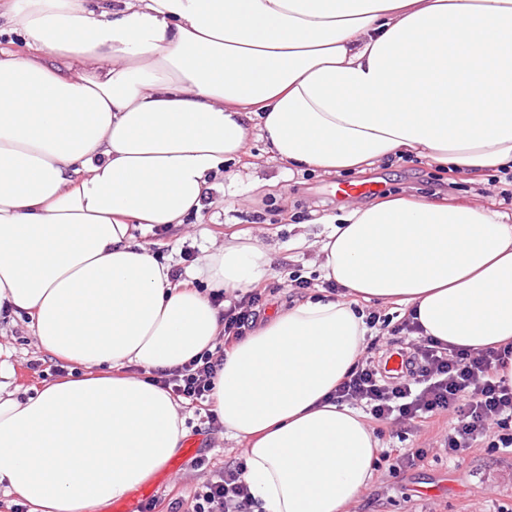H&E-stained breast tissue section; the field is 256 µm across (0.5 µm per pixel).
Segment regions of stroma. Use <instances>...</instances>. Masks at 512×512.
<instances>
[{"label": "stroma", "instance_id": "35a3bbf8", "mask_svg": "<svg viewBox=\"0 0 512 512\" xmlns=\"http://www.w3.org/2000/svg\"><path fill=\"white\" fill-rule=\"evenodd\" d=\"M247 153L234 165L232 176H219L209 194L204 219L188 217L185 225L169 229L159 246L163 259L186 270L196 268L212 238L234 232L257 237L266 246L273 277L281 287L270 303L279 298H311L324 295L314 251L309 245L295 247L298 236L309 244L326 232L320 219L338 214L342 205L335 196L337 179L317 173H299L287 165L270 161L256 130H249ZM363 179L378 183L377 195L358 198V205L375 203L389 196H413L452 204L492 206L512 214V192L504 184L485 180L473 184L467 175L451 172L425 159L404 158L363 172ZM310 279L307 289L289 286L291 272ZM0 346L11 352L13 385L24 389L56 380L58 361L41 351L25 320L15 324L0 321ZM188 439L211 466L221 467L243 460L242 448L209 426L203 413L193 411L187 420ZM438 426L404 432L385 428L379 439L383 448L417 445L429 448L424 462L397 472L378 468L373 483L346 512H512V454L475 448L458 461L448 460L434 445ZM209 476L208 468L192 462H168L150 481L155 490L151 512H169L171 502L190 503Z\"/></svg>", "mask_w": 512, "mask_h": 512}]
</instances>
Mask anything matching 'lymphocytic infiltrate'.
<instances>
[{"instance_id":"obj_1","label":"lymphocytic infiltrate","mask_w":512,"mask_h":512,"mask_svg":"<svg viewBox=\"0 0 512 512\" xmlns=\"http://www.w3.org/2000/svg\"><path fill=\"white\" fill-rule=\"evenodd\" d=\"M263 293L252 290L228 301L213 295L224 321V345L241 341L260 308ZM411 317L398 320L390 333L406 340L408 373L385 379L375 345L337 385V402L359 406L377 423L415 426L436 417L451 419L441 442L449 458H459L478 443L494 449H512V387L499 371L512 350L490 347L479 352L444 345L420 336ZM221 363L205 351L180 367L156 371L153 381L186 399L208 401ZM241 465L212 471L194 493L188 512H253L254 501L243 479Z\"/></svg>"}]
</instances>
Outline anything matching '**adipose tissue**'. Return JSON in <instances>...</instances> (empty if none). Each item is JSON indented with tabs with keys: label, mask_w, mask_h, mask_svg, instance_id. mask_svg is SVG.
<instances>
[{
	"label": "adipose tissue",
	"mask_w": 512,
	"mask_h": 512,
	"mask_svg": "<svg viewBox=\"0 0 512 512\" xmlns=\"http://www.w3.org/2000/svg\"><path fill=\"white\" fill-rule=\"evenodd\" d=\"M0 319L75 372L24 396L0 362V489L29 512H98L188 435L149 374L215 350L224 324L135 226L201 215L256 127L271 160L325 175L415 154L479 182L512 170V0H0ZM323 279L227 350L210 396L244 449L254 512H345L379 440L332 393L369 329L512 348V215L395 197L328 217ZM200 266L229 297L270 276L247 235Z\"/></svg>",
	"instance_id": "1"
}]
</instances>
